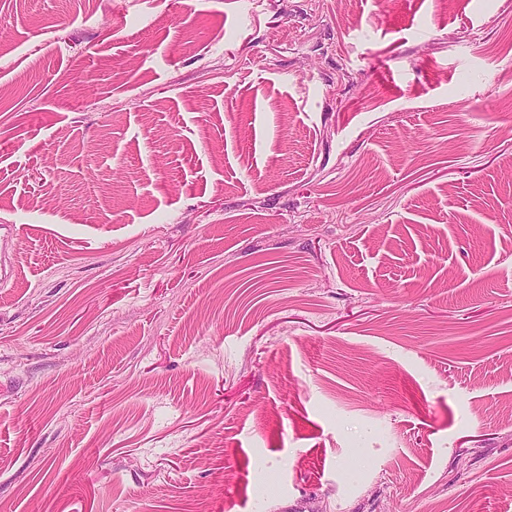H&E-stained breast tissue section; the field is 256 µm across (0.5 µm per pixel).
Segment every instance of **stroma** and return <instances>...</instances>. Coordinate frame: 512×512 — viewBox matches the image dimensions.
<instances>
[{
    "label": "stroma",
    "instance_id": "1",
    "mask_svg": "<svg viewBox=\"0 0 512 512\" xmlns=\"http://www.w3.org/2000/svg\"><path fill=\"white\" fill-rule=\"evenodd\" d=\"M0 512H512V0H0Z\"/></svg>",
    "mask_w": 512,
    "mask_h": 512
}]
</instances>
